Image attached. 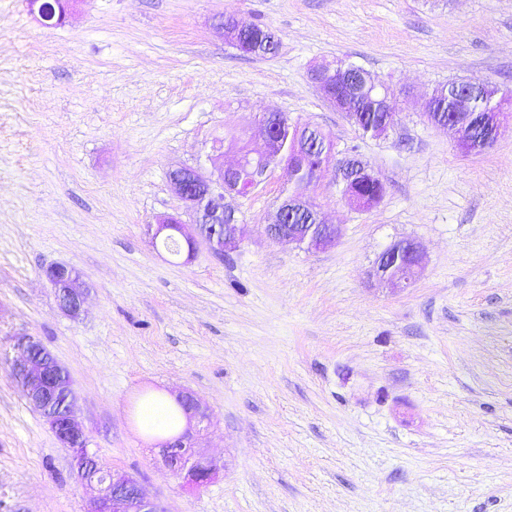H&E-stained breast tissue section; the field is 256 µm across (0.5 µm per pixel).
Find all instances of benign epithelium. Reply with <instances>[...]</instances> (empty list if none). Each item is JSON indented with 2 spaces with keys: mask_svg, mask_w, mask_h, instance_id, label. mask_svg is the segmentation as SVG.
<instances>
[{
  "mask_svg": "<svg viewBox=\"0 0 512 512\" xmlns=\"http://www.w3.org/2000/svg\"><path fill=\"white\" fill-rule=\"evenodd\" d=\"M32 13L38 14L44 22L63 21L67 11L65 0H27ZM334 77L336 86L348 82V70L328 63L310 71V79L325 94L327 102L338 112L354 121L352 113L346 111L343 102L326 94L328 78ZM395 94L384 88L376 97L385 119L371 131L374 136L384 135L395 122L397 113L391 105ZM452 102L448 119L437 121L432 117V99H427L424 118L433 125L454 131L456 143L467 152L472 143V127L469 117L470 102L456 93L448 94ZM288 116L282 112H269L254 126L247 148H235L237 158L233 165L224 166L219 158L212 157L211 169H178L169 174L170 183L193 216V223L184 224L168 216L155 225L153 238L175 237L187 246L188 257H193L198 244L205 245L211 254L224 259V254L237 249L247 236V225L226 224L224 217H236L235 209L226 204L228 196H245L254 193L271 176L275 169L288 172L292 160L284 153L281 138L276 130L286 126ZM512 124V114L495 112L488 120L487 141L496 142L503 130ZM271 159L274 164L259 173L252 183L246 184L241 174L251 157ZM333 170L334 180L344 185L347 175L357 172L361 176L377 178L368 167L348 157L324 162L315 169V175ZM307 204L281 200L271 224L267 225L269 235L280 242L294 244L308 251L320 250L336 243L340 229L335 224H326L317 207H312L317 220L315 224H290L288 211ZM423 256L417 244L409 239H399L386 245L374 263L371 275L386 282L393 288L411 287L422 270ZM46 277L55 288L59 307L70 317L80 316L85 303L86 287L75 269L66 264H55L46 270ZM13 347L16 358L10 363V372L19 385L26 402L37 411L55 435L62 447L69 450L71 465L76 479L91 491L88 512H162L158 505L143 492L139 481L125 474L111 472L101 466L88 448L86 432L77 421V397L69 375L60 362L36 339L27 335L14 337ZM183 410L186 429L164 438L155 439L154 447L161 449L165 464L191 488H202L218 477L217 465L195 456L189 442V427L195 420L207 417L206 410L195 397L179 393L174 397Z\"/></svg>",
  "mask_w": 512,
  "mask_h": 512,
  "instance_id": "7a95c632",
  "label": "benign epithelium"
}]
</instances>
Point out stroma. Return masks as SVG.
<instances>
[{
	"label": "stroma",
	"instance_id": "stroma-1",
	"mask_svg": "<svg viewBox=\"0 0 512 512\" xmlns=\"http://www.w3.org/2000/svg\"><path fill=\"white\" fill-rule=\"evenodd\" d=\"M268 27L241 54L225 18ZM344 60L405 89L362 135L310 81ZM512 92V0H69L60 24L0 0V512H87L71 457L9 372L13 338L67 369L89 449L165 512H512V133L479 154L424 119L432 89ZM267 112L356 148L386 192L360 211L331 174L312 194L341 235L317 252L266 230L282 172L230 204L250 234L214 258L152 241L191 223L171 171ZM424 268L369 271L390 241ZM88 287L66 315L45 276ZM209 409L196 445L222 470L190 491L141 427L144 393ZM245 42L250 46V54L253 56H266L277 51L278 40L267 28L257 24H247ZM382 88V92L376 97V103L381 112H385V119L376 125L375 129L371 131L373 136H381L385 135L388 130H390L395 122L397 113L393 109L391 105V101L394 99L395 94L393 90L390 88ZM423 256L417 244L409 238L394 240L386 245L370 273L391 288H410L422 270Z\"/></svg>",
	"mask_w": 512,
	"mask_h": 512
}]
</instances>
